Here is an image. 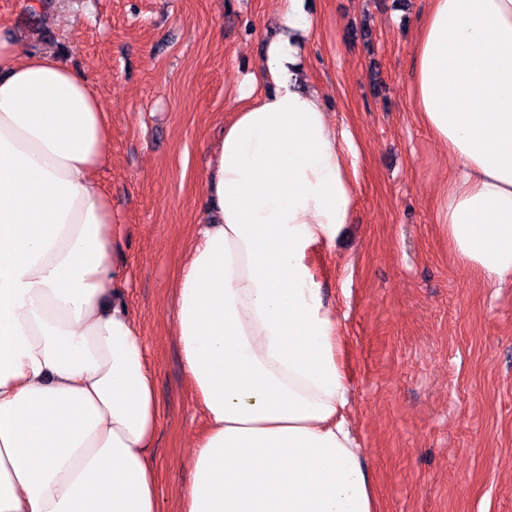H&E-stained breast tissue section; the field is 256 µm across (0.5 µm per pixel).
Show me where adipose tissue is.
Returning a JSON list of instances; mask_svg holds the SVG:
<instances>
[{"instance_id":"1","label":"adipose tissue","mask_w":512,"mask_h":512,"mask_svg":"<svg viewBox=\"0 0 512 512\" xmlns=\"http://www.w3.org/2000/svg\"><path fill=\"white\" fill-rule=\"evenodd\" d=\"M279 16L173 290L209 424L180 495L185 512H375L337 318L306 263L347 221L349 164L296 82L306 0ZM413 51L415 110L453 161L448 245L485 287L512 285V0H430ZM109 139L90 82L0 26V512H160L154 374L98 179Z\"/></svg>"}]
</instances>
